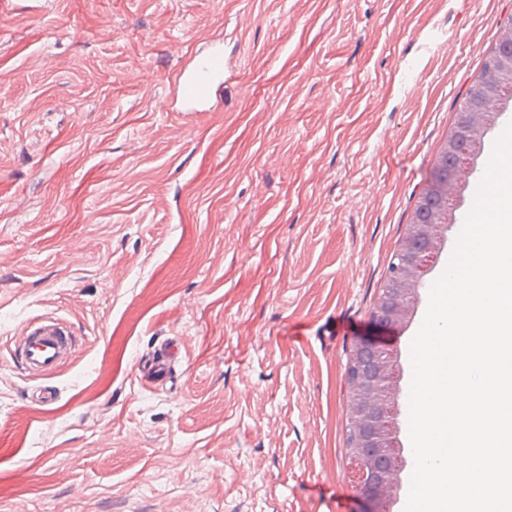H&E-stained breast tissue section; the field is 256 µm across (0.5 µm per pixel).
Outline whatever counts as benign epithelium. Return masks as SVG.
I'll return each mask as SVG.
<instances>
[{
    "label": "benign epithelium",
    "mask_w": 512,
    "mask_h": 512,
    "mask_svg": "<svg viewBox=\"0 0 512 512\" xmlns=\"http://www.w3.org/2000/svg\"><path fill=\"white\" fill-rule=\"evenodd\" d=\"M499 27L498 49L493 58L499 75L484 88L488 102L498 98L499 89L512 90V16L501 17ZM484 124L480 114L467 138H461L456 129L448 134L445 149L456 153L461 165L470 164L469 143L481 135ZM451 184L443 170L433 165L428 196L439 198L454 209L457 202ZM442 229L443 225L435 223L431 214L417 224L406 225L396 251L394 272L372 312L373 324L393 327L405 320L417 302L419 280L433 262V250ZM345 392L351 428L349 455L358 463L351 471L356 497L364 502L363 512H390L402 468L396 438L399 389L393 350L371 339L359 341L346 368Z\"/></svg>",
    "instance_id": "1"
}]
</instances>
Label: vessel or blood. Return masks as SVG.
I'll return each instance as SVG.
<instances>
[{"label":"vessel or blood","instance_id":"1","mask_svg":"<svg viewBox=\"0 0 512 512\" xmlns=\"http://www.w3.org/2000/svg\"><path fill=\"white\" fill-rule=\"evenodd\" d=\"M224 82V50L216 46L204 56L183 66L174 78V101L192 110L209 103ZM76 338L49 318L27 322L18 336L9 341L10 354L28 379L54 374L73 353ZM169 351H161L151 361L139 364L138 380L149 386L166 380Z\"/></svg>","mask_w":512,"mask_h":512}]
</instances>
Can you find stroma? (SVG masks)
<instances>
[{
    "label": "stroma",
    "mask_w": 512,
    "mask_h": 512,
    "mask_svg": "<svg viewBox=\"0 0 512 512\" xmlns=\"http://www.w3.org/2000/svg\"><path fill=\"white\" fill-rule=\"evenodd\" d=\"M511 3L0 0V512H360L349 355ZM217 41L223 94L174 111ZM47 314L43 407L6 343ZM179 345L174 344V347L168 350H162L160 354L153 358L149 363H139L138 365V380L142 386H149L160 381H165L168 377L169 358L171 353L179 352Z\"/></svg>",
    "instance_id": "obj_1"
}]
</instances>
